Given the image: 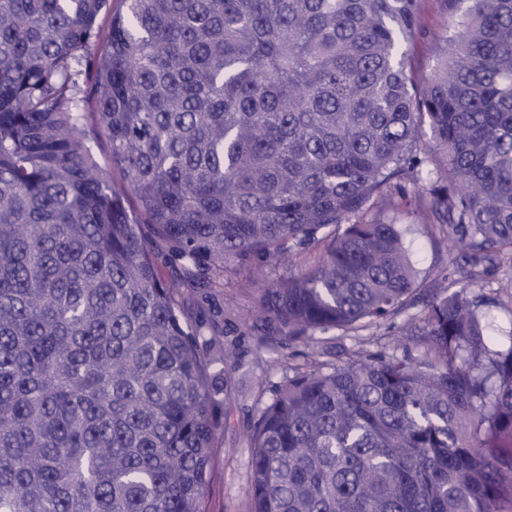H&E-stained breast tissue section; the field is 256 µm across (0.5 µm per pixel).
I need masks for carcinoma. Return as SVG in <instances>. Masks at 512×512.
<instances>
[{
	"label": "carcinoma",
	"mask_w": 512,
	"mask_h": 512,
	"mask_svg": "<svg viewBox=\"0 0 512 512\" xmlns=\"http://www.w3.org/2000/svg\"><path fill=\"white\" fill-rule=\"evenodd\" d=\"M421 2L0 0V512H205L235 342L188 301L238 269L261 352L409 342L288 366L250 512H512V336L448 292L512 254V0H446L422 82ZM401 224L407 225V239L415 252L420 278L431 283L440 269L448 267V252L441 251L435 246L428 230L422 224L409 222H401Z\"/></svg>",
	"instance_id": "carcinoma-1"
}]
</instances>
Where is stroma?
Listing matches in <instances>:
<instances>
[{"mask_svg": "<svg viewBox=\"0 0 512 512\" xmlns=\"http://www.w3.org/2000/svg\"><path fill=\"white\" fill-rule=\"evenodd\" d=\"M445 10L444 0L422 2L421 29L411 47L420 76H427L433 67ZM406 229L420 278L433 281L437 272L448 265L447 251L435 246L423 225L410 223ZM476 272L473 289L491 299L482 309L489 334H511L512 303L497 299L495 287L498 282L512 278V265L498 260L486 262L477 267ZM248 278L247 271H240L225 278L223 287L211 290L208 298L196 297L190 302L197 315L223 320L226 337L236 340L235 355L225 365L224 374L232 379L241 394L239 401L218 410V420L224 426V445L216 450L213 458L206 512H248L251 449L244 435L262 405L260 390H272L283 378L278 367L263 371L255 365L262 315L255 297L247 290Z\"/></svg>", "mask_w": 512, "mask_h": 512, "instance_id": "35a3bbf8", "label": "stroma"}]
</instances>
